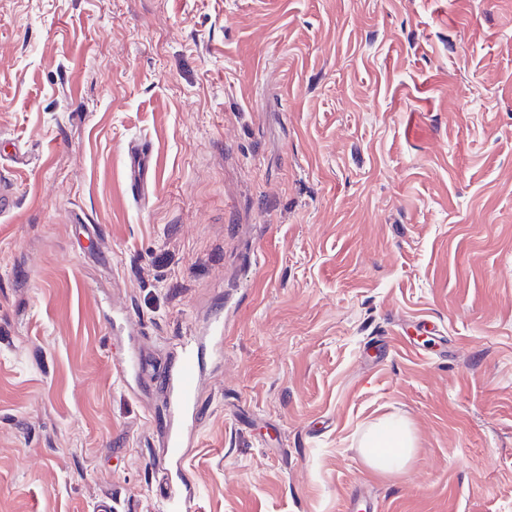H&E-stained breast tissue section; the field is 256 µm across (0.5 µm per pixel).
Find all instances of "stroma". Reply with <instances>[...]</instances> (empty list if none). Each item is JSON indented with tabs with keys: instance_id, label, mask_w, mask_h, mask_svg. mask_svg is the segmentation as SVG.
Wrapping results in <instances>:
<instances>
[{
	"instance_id": "1",
	"label": "stroma",
	"mask_w": 512,
	"mask_h": 512,
	"mask_svg": "<svg viewBox=\"0 0 512 512\" xmlns=\"http://www.w3.org/2000/svg\"><path fill=\"white\" fill-rule=\"evenodd\" d=\"M0 182V512H153L217 317L194 512H512V0H0ZM127 171L133 195H139L145 189L149 172L148 155L142 143L134 142L127 150ZM201 379V346L187 341L182 344L180 361L170 370L165 391L170 417L179 420L197 412L199 385ZM359 447L369 467L390 473L404 468L413 454L415 438L407 421L385 418L364 433Z\"/></svg>"
}]
</instances>
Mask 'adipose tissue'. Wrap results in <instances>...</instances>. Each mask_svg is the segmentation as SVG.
Wrapping results in <instances>:
<instances>
[{
    "mask_svg": "<svg viewBox=\"0 0 512 512\" xmlns=\"http://www.w3.org/2000/svg\"><path fill=\"white\" fill-rule=\"evenodd\" d=\"M414 448L415 438L409 424L394 418L378 421L360 440L363 460L369 467L382 473L402 470Z\"/></svg>",
    "mask_w": 512,
    "mask_h": 512,
    "instance_id": "1",
    "label": "adipose tissue"
}]
</instances>
